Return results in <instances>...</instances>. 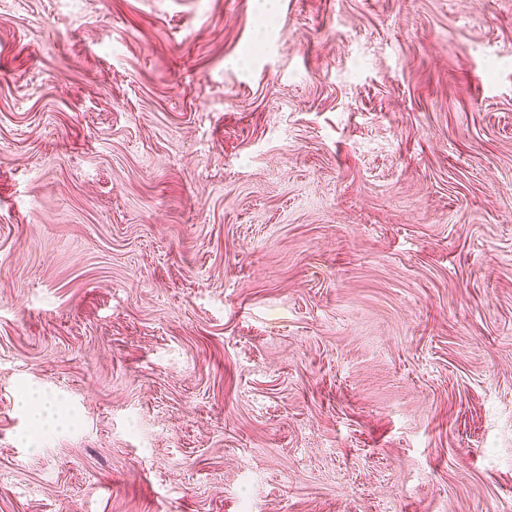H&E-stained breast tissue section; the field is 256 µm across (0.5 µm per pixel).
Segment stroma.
<instances>
[{"label":"stroma","instance_id":"1","mask_svg":"<svg viewBox=\"0 0 512 512\" xmlns=\"http://www.w3.org/2000/svg\"><path fill=\"white\" fill-rule=\"evenodd\" d=\"M0 512H512V0H0Z\"/></svg>","mask_w":512,"mask_h":512}]
</instances>
